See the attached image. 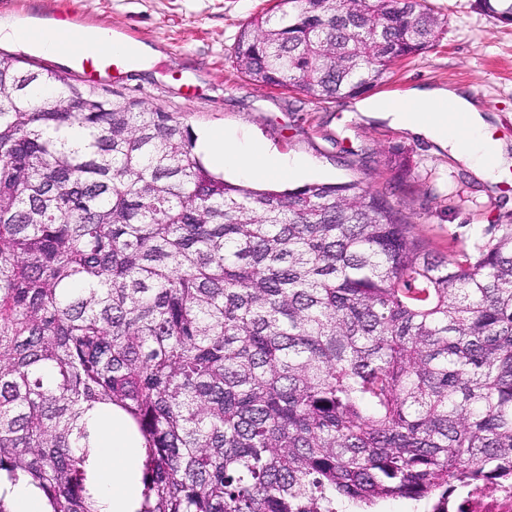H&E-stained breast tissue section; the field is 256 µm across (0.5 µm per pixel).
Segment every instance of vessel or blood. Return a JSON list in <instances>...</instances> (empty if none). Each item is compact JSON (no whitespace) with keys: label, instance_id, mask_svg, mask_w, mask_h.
I'll return each mask as SVG.
<instances>
[{"label":"vessel or blood","instance_id":"vessel-or-blood-1","mask_svg":"<svg viewBox=\"0 0 512 512\" xmlns=\"http://www.w3.org/2000/svg\"><path fill=\"white\" fill-rule=\"evenodd\" d=\"M40 16L67 35L74 32L81 22L78 15L55 7L41 11ZM114 39L111 26L103 25L99 28V38L93 50L75 52L68 43H61L60 50L70 64L72 75L86 83L100 84L120 80L130 73L137 58L131 52L114 54Z\"/></svg>","mask_w":512,"mask_h":512}]
</instances>
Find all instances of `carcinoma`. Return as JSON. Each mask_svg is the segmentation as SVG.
I'll return each instance as SVG.
<instances>
[{"instance_id":"carcinoma-1","label":"carcinoma","mask_w":512,"mask_h":512,"mask_svg":"<svg viewBox=\"0 0 512 512\" xmlns=\"http://www.w3.org/2000/svg\"><path fill=\"white\" fill-rule=\"evenodd\" d=\"M443 26L426 0H273L232 57L332 102ZM492 230L442 257L356 183L227 182L172 113L0 51V482L100 512L103 405L143 439L136 512H447L512 478V224ZM433 500L412 501L408 499H391L380 502L377 512H431Z\"/></svg>"}]
</instances>
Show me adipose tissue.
Listing matches in <instances>:
<instances>
[{
	"label": "adipose tissue",
	"instance_id": "ef3b65f1",
	"mask_svg": "<svg viewBox=\"0 0 512 512\" xmlns=\"http://www.w3.org/2000/svg\"><path fill=\"white\" fill-rule=\"evenodd\" d=\"M364 117L389 121L413 135L430 140L449 153L480 180L496 183L512 168V144L488 134L487 116L470 92L459 88H417L405 100L363 99L356 104ZM459 114L463 123L451 122ZM200 150L216 165L230 166L249 178H296L305 163L254 144L242 143L235 133L202 135ZM97 452V484L104 512H135L139 497L141 440L119 410L98 408L90 416Z\"/></svg>",
	"mask_w": 512,
	"mask_h": 512
}]
</instances>
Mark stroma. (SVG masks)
<instances>
[{
  "label": "stroma",
  "mask_w": 512,
  "mask_h": 512,
  "mask_svg": "<svg viewBox=\"0 0 512 512\" xmlns=\"http://www.w3.org/2000/svg\"><path fill=\"white\" fill-rule=\"evenodd\" d=\"M446 25L426 52L394 66L367 97L396 100L415 88L471 91L487 111L493 137L512 141V24L474 7V0H428ZM86 18V31L106 22L133 32L158 51L151 70L133 69L128 81L101 83L106 98L122 93L172 113L193 132L229 130L279 154L302 158L299 184L354 182L386 195L438 254L450 240L471 246L473 227L512 224V172L496 187L476 178L448 151L382 120L362 117L354 101L321 102L246 79L232 62L241 26L271 0H67ZM194 79L186 93L171 77ZM406 157L401 172L390 159Z\"/></svg>",
  "instance_id": "stroma-1"
}]
</instances>
